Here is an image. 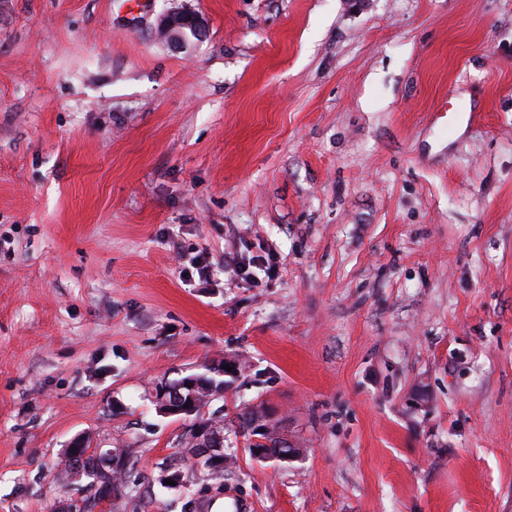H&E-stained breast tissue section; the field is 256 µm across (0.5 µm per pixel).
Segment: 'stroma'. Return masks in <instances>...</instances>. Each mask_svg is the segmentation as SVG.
Wrapping results in <instances>:
<instances>
[{"mask_svg": "<svg viewBox=\"0 0 512 512\" xmlns=\"http://www.w3.org/2000/svg\"><path fill=\"white\" fill-rule=\"evenodd\" d=\"M228 355L236 467L166 485L155 389ZM77 436L92 512H512V0H0V512L86 498ZM155 36L169 47L182 49L193 40L202 41L206 36V26L195 13L171 12L159 20ZM276 270L275 258L271 255L267 257L256 256L245 261H234V273L242 281H255L258 276V272H263L267 277L273 274ZM259 421V417L256 418L252 425V436L254 437L252 448L251 443L248 446V450L250 454L254 456L256 459L261 460H278L282 462H293L300 458L301 451H296V448H294V445L288 441V439L284 438L283 436H277L276 442H271L269 436H270V428L267 427L264 424H257ZM259 437H256V436ZM273 446H276V451L273 450ZM288 446V451L280 450L281 447ZM252 448V452H251ZM87 442L84 437L78 436L75 437L68 445L70 451H77L81 448H84L80 453V456H73L70 454V458L65 463V468L62 472V477L65 479H69V470L72 473L78 474V470L80 469L83 473H86L87 477H92L93 481L90 484V489H95V492L92 497V501L87 503L84 501V507L78 511H76V506H79L77 503H70L65 509L66 512H87L88 508L92 506V503L96 501H100L106 499L111 496L112 493V482L114 481V477L112 476L111 470H104L101 468L100 459L97 456L96 452L88 453V445L87 448L85 446ZM69 462V464H68ZM69 468V470H68Z\"/></svg>", "mask_w": 512, "mask_h": 512, "instance_id": "35a3bbf8", "label": "stroma"}]
</instances>
